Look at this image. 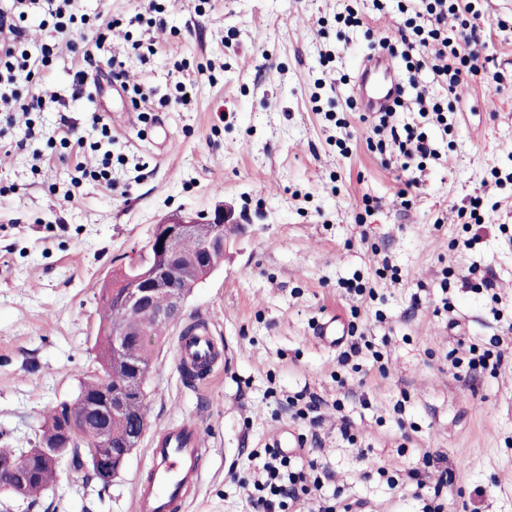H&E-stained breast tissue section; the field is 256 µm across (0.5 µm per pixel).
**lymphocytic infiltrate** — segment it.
Here are the masks:
<instances>
[{"mask_svg":"<svg viewBox=\"0 0 512 512\" xmlns=\"http://www.w3.org/2000/svg\"><path fill=\"white\" fill-rule=\"evenodd\" d=\"M79 0H5L0 5V30L8 38L0 41V122L13 123L15 114L42 112L55 103V95L36 88L19 94L20 81H33L52 69L56 56V40L60 37H80L86 30V15L77 8ZM400 11H412L418 19L411 30H398L388 50H400L408 71L429 70L434 81L448 93H455L465 78L483 69L475 28L467 17L472 12L470 0H404ZM41 15L43 27L52 28L53 38L33 43L27 38L26 21ZM460 22L456 32H449L448 17ZM391 113L381 112L372 117L374 132H389V141H378V151L394 146L396 161L408 178L398 192L406 198L419 187L412 177L413 168L437 153L427 133L414 126H391ZM231 478L246 474L253 492L248 502L250 512H285L288 504L297 503L320 491L329 473L325 466L311 463L309 469H297L292 457L281 448L252 450L242 468H229Z\"/></svg>","mask_w":512,"mask_h":512,"instance_id":"1","label":"lymphocytic infiltrate"}]
</instances>
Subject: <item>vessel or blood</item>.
<instances>
[{"mask_svg": "<svg viewBox=\"0 0 512 512\" xmlns=\"http://www.w3.org/2000/svg\"><path fill=\"white\" fill-rule=\"evenodd\" d=\"M357 86L367 112L386 111L403 93L390 58L381 50L360 61ZM219 356L208 324L178 340V365L191 370L194 379L205 380ZM148 453L147 474L134 490V512H179L196 491L204 471L207 451L201 446L197 426L184 423L164 429L152 437Z\"/></svg>", "mask_w": 512, "mask_h": 512, "instance_id": "b4317fda", "label": "vessel or blood"}]
</instances>
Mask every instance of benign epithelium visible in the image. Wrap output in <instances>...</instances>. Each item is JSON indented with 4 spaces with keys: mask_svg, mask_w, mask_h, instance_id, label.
I'll return each mask as SVG.
<instances>
[{
    "mask_svg": "<svg viewBox=\"0 0 512 512\" xmlns=\"http://www.w3.org/2000/svg\"><path fill=\"white\" fill-rule=\"evenodd\" d=\"M239 228L238 224L224 223L222 206L209 214L173 213L160 219L141 256L130 262L122 283L123 306L136 311L146 325L176 323L188 295L184 290L176 291L171 287L169 270L189 263L213 273L224 262V250ZM190 241L194 243V250L188 252L185 245ZM137 335V330L125 325L112 326L113 362L126 371L127 381L114 389L109 388L107 382L101 385L100 392L88 402L93 421L60 419L59 438L44 450L55 463L71 460V447L78 429L90 424L100 433L101 444L88 454L87 464L104 480L110 481L119 474L138 447L148 427L139 411V402L145 394L149 374L126 355L132 337ZM114 419L132 425L125 441L117 446L109 439L110 423ZM32 468L31 456L27 454L9 458L0 462V479L15 484L14 491L18 495Z\"/></svg>",
    "mask_w": 512,
    "mask_h": 512,
    "instance_id": "obj_1",
    "label": "benign epithelium"
}]
</instances>
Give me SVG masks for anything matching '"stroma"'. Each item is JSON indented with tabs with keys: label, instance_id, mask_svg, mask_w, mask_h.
I'll use <instances>...</instances> for the list:
<instances>
[{
	"label": "stroma",
	"instance_id": "stroma-1",
	"mask_svg": "<svg viewBox=\"0 0 512 512\" xmlns=\"http://www.w3.org/2000/svg\"><path fill=\"white\" fill-rule=\"evenodd\" d=\"M160 2L162 31L133 23L144 0L81 2L89 15L130 21L112 52L129 81L153 90L144 110L109 88L101 52L84 67L104 85L99 100L78 95L65 48L47 79L62 103L34 114V148H0V448L34 447L44 414L97 373L100 291L155 224L220 205L244 230L181 321H208L224 355L210 379L191 383L171 327L146 386L149 433L194 422L208 450L185 512H246L248 489L228 469L289 432L314 431L288 404L301 391L322 401V446L296 463L328 467L323 497L361 501L364 512H422L432 487L417 496L387 479L433 475L425 458L441 454L454 476L438 496L442 512H512V0H478L486 69L458 94L420 72L449 128H429L438 157L410 174L420 186L405 204L396 194L410 175L370 149L354 90L361 59L409 19L395 0ZM349 4L364 25L338 22ZM136 40L156 42L157 53L142 55ZM97 114L112 130V184L76 186L61 128L97 140ZM159 122L167 140L151 131ZM472 196L488 207L466 227L457 210ZM466 233L475 245L456 248ZM334 313L375 343L381 364L319 341L317 323ZM498 338L497 370L453 368L470 346ZM148 446L103 495L61 467L34 512H133Z\"/></svg>",
	"mask_w": 512,
	"mask_h": 512
}]
</instances>
